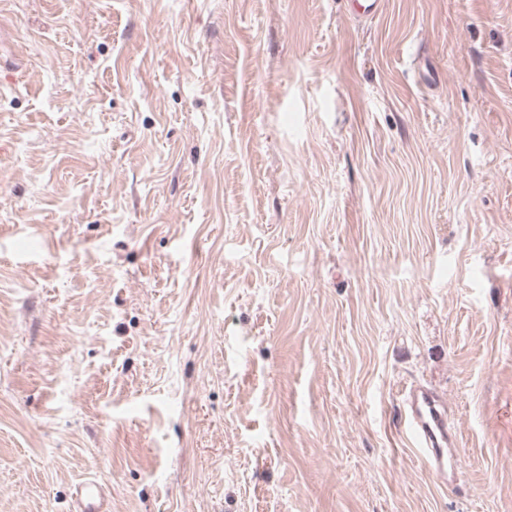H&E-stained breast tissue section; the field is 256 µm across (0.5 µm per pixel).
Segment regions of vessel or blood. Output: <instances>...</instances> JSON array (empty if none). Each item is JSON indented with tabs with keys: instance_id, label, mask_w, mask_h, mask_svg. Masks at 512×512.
<instances>
[{
	"instance_id": "b4317fda",
	"label": "vessel or blood",
	"mask_w": 512,
	"mask_h": 512,
	"mask_svg": "<svg viewBox=\"0 0 512 512\" xmlns=\"http://www.w3.org/2000/svg\"><path fill=\"white\" fill-rule=\"evenodd\" d=\"M409 429L425 450V461L432 474L458 494H465L461 461L452 446V434L444 405L432 392L411 388L408 393ZM71 512H112L108 487L93 477L78 482L71 495Z\"/></svg>"
}]
</instances>
